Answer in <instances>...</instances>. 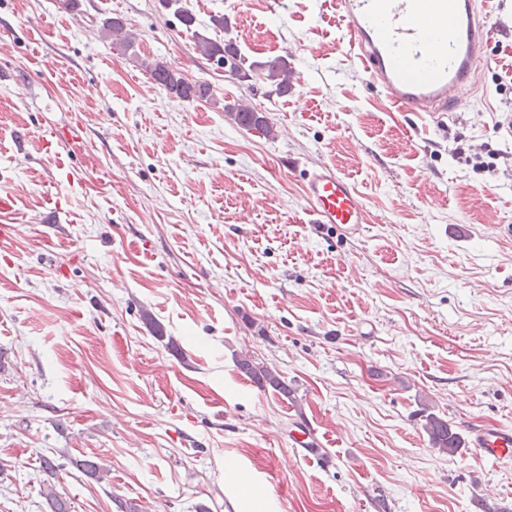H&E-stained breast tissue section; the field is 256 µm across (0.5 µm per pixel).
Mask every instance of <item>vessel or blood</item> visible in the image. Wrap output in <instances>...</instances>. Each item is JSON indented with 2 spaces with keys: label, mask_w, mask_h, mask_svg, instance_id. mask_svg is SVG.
Masks as SVG:
<instances>
[{
  "label": "vessel or blood",
  "mask_w": 512,
  "mask_h": 512,
  "mask_svg": "<svg viewBox=\"0 0 512 512\" xmlns=\"http://www.w3.org/2000/svg\"><path fill=\"white\" fill-rule=\"evenodd\" d=\"M348 45L372 83L404 112H468V88L487 63L478 0H336ZM305 195L318 224L364 223L353 185L324 165ZM470 445L498 464L512 462V429L470 433Z\"/></svg>",
  "instance_id": "b4317fda"
}]
</instances>
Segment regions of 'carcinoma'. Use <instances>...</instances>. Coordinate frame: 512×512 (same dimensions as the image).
I'll use <instances>...</instances> for the list:
<instances>
[{"instance_id":"cac0c4a2","label":"carcinoma","mask_w":512,"mask_h":512,"mask_svg":"<svg viewBox=\"0 0 512 512\" xmlns=\"http://www.w3.org/2000/svg\"><path fill=\"white\" fill-rule=\"evenodd\" d=\"M102 30L105 34L127 51L134 48L136 38L127 30L122 19L115 17L103 22ZM196 49L201 55L213 61L224 74L237 80L239 83H248L253 78L254 68L266 71V80L275 84V92L285 94L288 92V61L283 57L264 62L258 66L247 63V58L240 51L236 43L228 39L224 42L214 41L202 34H194ZM142 66L149 72L153 81L163 87L168 93L182 100H196L211 94V87L205 82L187 81L180 72L162 61H143ZM226 111L234 112V121L240 127L251 131L257 130L265 135L272 133V126L264 113L253 107H243L240 104L232 108L224 107ZM238 370L257 383L262 388L288 396L291 389L281 378L279 373L266 366H260L247 356L236 357ZM425 430L429 437L431 447L438 451L454 455L461 448V438L448 425V421L432 414L425 415ZM50 512H70L71 506L48 485L43 490Z\"/></svg>"}]
</instances>
